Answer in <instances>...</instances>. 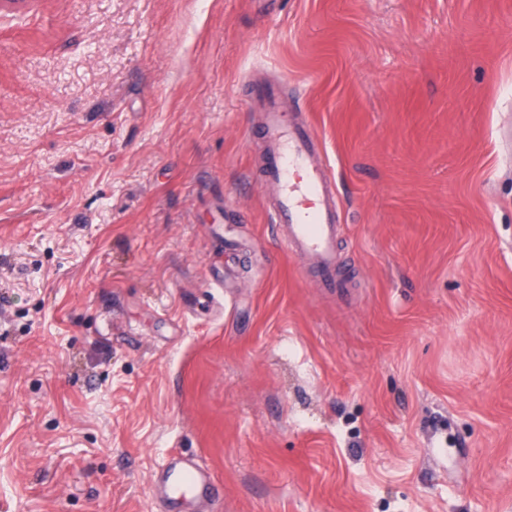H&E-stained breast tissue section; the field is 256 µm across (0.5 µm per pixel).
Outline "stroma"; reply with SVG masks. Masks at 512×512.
I'll list each match as a JSON object with an SVG mask.
<instances>
[{
  "label": "stroma",
  "mask_w": 512,
  "mask_h": 512,
  "mask_svg": "<svg viewBox=\"0 0 512 512\" xmlns=\"http://www.w3.org/2000/svg\"><path fill=\"white\" fill-rule=\"evenodd\" d=\"M285 87L351 290L268 222ZM512 0H0V512H512ZM224 286L210 287L214 266ZM217 482L208 470L197 467L193 459L169 467L155 485L173 509L194 507L199 501H211Z\"/></svg>",
  "instance_id": "35a3bbf8"
}]
</instances>
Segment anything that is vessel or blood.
Returning a JSON list of instances; mask_svg holds the SVG:
<instances>
[{
    "label": "vessel or blood",
    "mask_w": 512,
    "mask_h": 512,
    "mask_svg": "<svg viewBox=\"0 0 512 512\" xmlns=\"http://www.w3.org/2000/svg\"><path fill=\"white\" fill-rule=\"evenodd\" d=\"M263 134L268 154L263 181L273 190L269 219L282 246L314 265L324 290L344 294L346 282L336 271V187L319 158L320 143L310 129L294 123L281 109L275 89L265 90ZM175 512L211 500L216 481L211 472L185 459L167 468L155 486Z\"/></svg>",
    "instance_id": "vessel-or-blood-1"
}]
</instances>
